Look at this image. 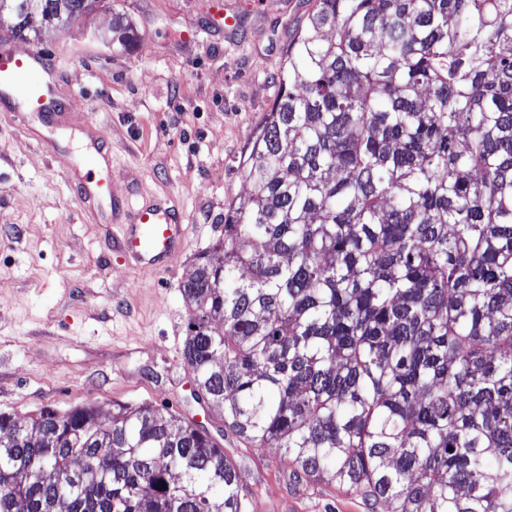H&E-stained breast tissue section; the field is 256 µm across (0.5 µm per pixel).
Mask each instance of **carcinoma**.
<instances>
[{
  "label": "carcinoma",
  "mask_w": 512,
  "mask_h": 512,
  "mask_svg": "<svg viewBox=\"0 0 512 512\" xmlns=\"http://www.w3.org/2000/svg\"><path fill=\"white\" fill-rule=\"evenodd\" d=\"M239 170L182 284L195 395L385 512H512V0H315ZM100 414L0 411V512H247L203 426Z\"/></svg>",
  "instance_id": "1"
}]
</instances>
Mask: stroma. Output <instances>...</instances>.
Listing matches in <instances>:
<instances>
[{
  "label": "stroma",
  "instance_id": "35a3bbf8",
  "mask_svg": "<svg viewBox=\"0 0 512 512\" xmlns=\"http://www.w3.org/2000/svg\"><path fill=\"white\" fill-rule=\"evenodd\" d=\"M99 0L68 30L43 25L0 41L57 61L59 93L93 112L112 145L113 190L131 203L169 198L188 224L172 267L148 273L107 248L108 225L81 210L66 181L72 155L41 150L19 119L0 112V411L27 418L47 405L151 403L204 425L239 467L249 512H371L331 480L294 483L266 448H253L194 396L182 359L190 306L181 284L212 248L224 214L247 190L239 173L256 127L279 91L286 49L315 0ZM239 14L236 34L218 32ZM137 40L101 43L115 14ZM195 38H187V31Z\"/></svg>",
  "mask_w": 512,
  "mask_h": 512
}]
</instances>
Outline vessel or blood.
I'll use <instances>...</instances> for the list:
<instances>
[{"label":"vessel or blood","mask_w":512,"mask_h":512,"mask_svg":"<svg viewBox=\"0 0 512 512\" xmlns=\"http://www.w3.org/2000/svg\"><path fill=\"white\" fill-rule=\"evenodd\" d=\"M60 81L59 69L43 52L0 50V112L24 121L37 115V142L45 149L58 148V133L79 126L88 152L74 157L67 174L79 205L111 225L113 255L135 261L145 271H160L183 247L184 224L165 203L133 207L113 191L111 149L93 114L74 113L71 101L60 97Z\"/></svg>","instance_id":"1"}]
</instances>
